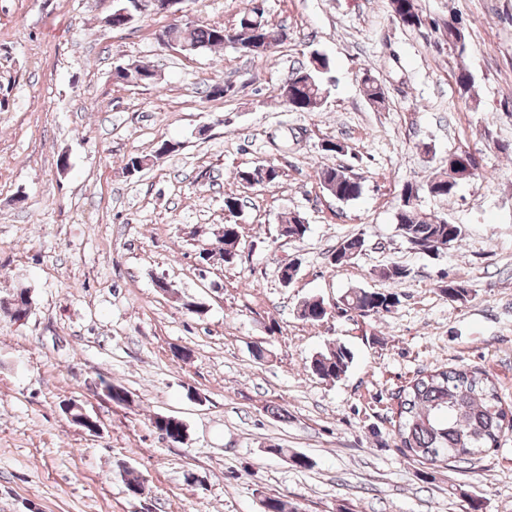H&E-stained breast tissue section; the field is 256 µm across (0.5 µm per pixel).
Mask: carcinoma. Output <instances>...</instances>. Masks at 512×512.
<instances>
[{"mask_svg":"<svg viewBox=\"0 0 512 512\" xmlns=\"http://www.w3.org/2000/svg\"><path fill=\"white\" fill-rule=\"evenodd\" d=\"M395 20L405 27L415 28L423 23L418 0H390ZM440 34L448 43L464 50L465 36L452 23H443ZM172 35L186 43L191 51L233 47L257 59H269L274 48L284 41L283 28L269 23L264 14L251 9L244 12L237 23L226 28L222 25H190L176 23L159 30L156 38ZM330 69L329 59L322 53H312V60L291 72L292 88L296 95L289 108L300 112H315L323 102L326 85L322 70ZM155 74L146 66L120 67L112 71V80L119 84H150ZM368 99L377 105L384 103L385 92L379 80L364 81ZM282 176L272 165H256L237 172L241 183L250 186L270 185ZM471 179L468 166L461 159H448V168H438L423 183L405 182L399 191L404 202L395 214L396 231L403 241L414 249L433 248L440 244H456L461 239L457 224L440 223L441 215L425 212L412 195L427 193L440 200L453 196L457 187ZM322 188L336 200L351 202L363 192L362 182L342 167H328L321 171ZM220 236L222 259L231 264L238 257L239 225L226 224ZM309 231L305 219L295 214L278 225V234L290 240H301ZM364 239L352 236L344 239L331 255L332 264L352 263L363 252ZM441 294L452 301H465L471 290L448 280L439 286ZM343 312L358 316L383 315L400 303L399 294L390 291L353 289L343 296ZM324 302L310 298L303 302L301 317L311 323L324 319ZM354 353L344 345L313 354L309 370L319 379L339 380L346 376L354 364ZM398 421L395 435L399 447L420 461L433 466L472 459L490 448L498 446L505 431L512 429V409L503 405L495 382L484 372L461 365L439 367L413 379L399 396ZM155 428L167 439H184L185 426L169 417Z\"/></svg>","mask_w":512,"mask_h":512,"instance_id":"1","label":"carcinoma"}]
</instances>
